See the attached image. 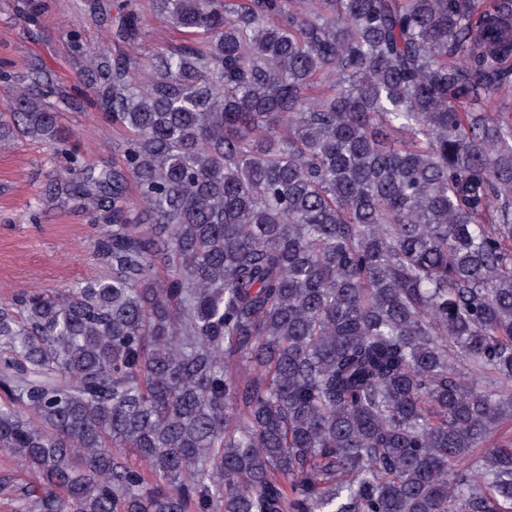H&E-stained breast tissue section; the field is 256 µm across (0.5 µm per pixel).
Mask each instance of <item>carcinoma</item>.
I'll return each instance as SVG.
<instances>
[{"instance_id": "carcinoma-1", "label": "carcinoma", "mask_w": 512, "mask_h": 512, "mask_svg": "<svg viewBox=\"0 0 512 512\" xmlns=\"http://www.w3.org/2000/svg\"><path fill=\"white\" fill-rule=\"evenodd\" d=\"M155 3L206 42L144 83L70 35L120 168L0 101L107 269L0 301L11 512H512V0Z\"/></svg>"}]
</instances>
